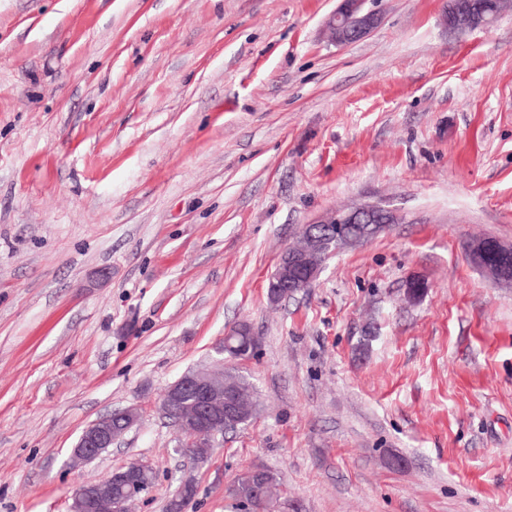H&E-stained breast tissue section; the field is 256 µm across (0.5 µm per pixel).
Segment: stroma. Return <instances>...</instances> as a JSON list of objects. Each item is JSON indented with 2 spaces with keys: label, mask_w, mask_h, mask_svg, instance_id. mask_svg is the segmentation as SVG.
<instances>
[{
  "label": "stroma",
  "mask_w": 512,
  "mask_h": 512,
  "mask_svg": "<svg viewBox=\"0 0 512 512\" xmlns=\"http://www.w3.org/2000/svg\"><path fill=\"white\" fill-rule=\"evenodd\" d=\"M0 0V512H68L130 460L132 512H512V288L464 245H512V9L460 35L442 0ZM397 220L278 305L280 254L326 211ZM423 283L408 299L409 280ZM261 410L193 465L159 413L229 327ZM139 424L70 464L81 431ZM366 0H342L327 24L328 41L349 45L365 38L378 24L379 18L365 9ZM139 420L135 408H126L102 416L89 424L72 448L71 457L75 462L90 463L118 443ZM269 471V470H268ZM248 478L253 482V486L258 487L255 491V499L253 504L251 505L254 511L264 512L268 511L270 507L267 504V497L270 500H277L279 496V478L275 473L269 471L268 480L266 484V478L264 476L263 469H251L250 471L245 472ZM266 487V495L264 489Z\"/></svg>",
  "instance_id": "1"
}]
</instances>
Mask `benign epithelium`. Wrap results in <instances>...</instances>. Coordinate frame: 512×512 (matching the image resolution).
I'll list each match as a JSON object with an SVG mask.
<instances>
[{"label": "benign epithelium", "instance_id": "1", "mask_svg": "<svg viewBox=\"0 0 512 512\" xmlns=\"http://www.w3.org/2000/svg\"><path fill=\"white\" fill-rule=\"evenodd\" d=\"M366 0H341L327 24L328 41L349 45L365 38L378 24V16L365 9ZM499 15L487 17L472 11L465 15L443 2L442 21L448 30L467 34L488 27ZM392 211L374 204L340 208L320 216L316 224L306 226L304 238L312 246L311 254L288 247L282 254L268 283V296L281 301V290L292 297L316 280L324 263L342 248L345 242H367L392 223ZM249 406L237 392L224 385V368L188 370L167 389L160 405L177 431L178 448L188 459L210 455L226 428L245 417ZM139 420L134 408H126L102 416L89 424L72 448L76 462L90 463L119 442ZM154 471L151 462L133 459L113 474L93 483L80 484L72 494L69 512H126L127 504L143 493L141 480ZM256 487L252 509L267 512L269 506L264 489V470L247 472ZM196 495L195 486L183 482L169 500L171 512H187Z\"/></svg>", "mask_w": 512, "mask_h": 512}]
</instances>
